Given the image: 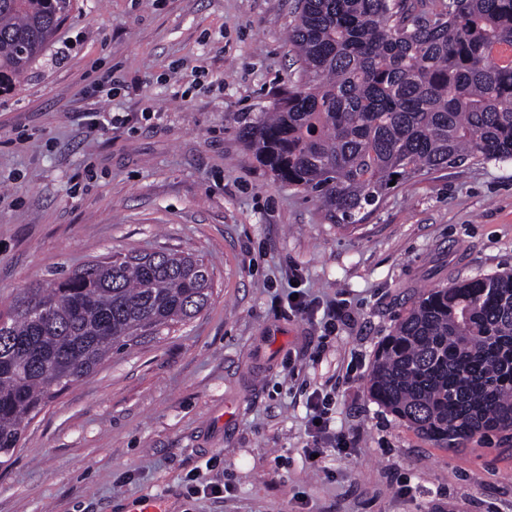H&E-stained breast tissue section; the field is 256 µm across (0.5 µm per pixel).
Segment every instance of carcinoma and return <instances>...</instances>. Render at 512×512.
<instances>
[{
  "mask_svg": "<svg viewBox=\"0 0 512 512\" xmlns=\"http://www.w3.org/2000/svg\"><path fill=\"white\" fill-rule=\"evenodd\" d=\"M71 8L0 0V80H21ZM289 40L301 77L242 137L345 226L395 179L512 161V0H299ZM212 295L204 259L178 252L107 257L27 288L0 319V458L114 348L185 323ZM368 391L443 448L477 436L512 447V273L419 297Z\"/></svg>",
  "mask_w": 512,
  "mask_h": 512,
  "instance_id": "carcinoma-1",
  "label": "carcinoma"
}]
</instances>
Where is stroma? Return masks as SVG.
<instances>
[{
	"label": "stroma",
	"mask_w": 512,
	"mask_h": 512,
	"mask_svg": "<svg viewBox=\"0 0 512 512\" xmlns=\"http://www.w3.org/2000/svg\"><path fill=\"white\" fill-rule=\"evenodd\" d=\"M296 5L74 0L0 93V312L29 285L137 252L202 257L214 288L195 318L113 350L28 423L0 465V512H135L146 497L166 512H512V451L437 447L367 389L422 293L512 271V161L396 183L340 228L241 137L297 78ZM110 67L125 87L90 95ZM150 105L159 119L142 118ZM99 111L125 121L94 125ZM294 269L307 298L348 309L335 333L289 307ZM315 392L345 448L314 437Z\"/></svg>",
	"instance_id": "1"
}]
</instances>
